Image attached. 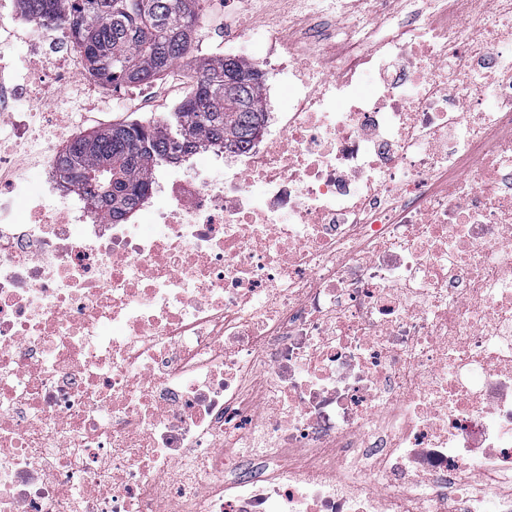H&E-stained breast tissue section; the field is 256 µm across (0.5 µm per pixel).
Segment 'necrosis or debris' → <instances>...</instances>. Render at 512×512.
Segmentation results:
<instances>
[{
	"instance_id": "necrosis-or-debris-1",
	"label": "necrosis or debris",
	"mask_w": 512,
	"mask_h": 512,
	"mask_svg": "<svg viewBox=\"0 0 512 512\" xmlns=\"http://www.w3.org/2000/svg\"><path fill=\"white\" fill-rule=\"evenodd\" d=\"M354 2L239 28L288 101L144 223L16 127L0 512H512V0Z\"/></svg>"
}]
</instances>
